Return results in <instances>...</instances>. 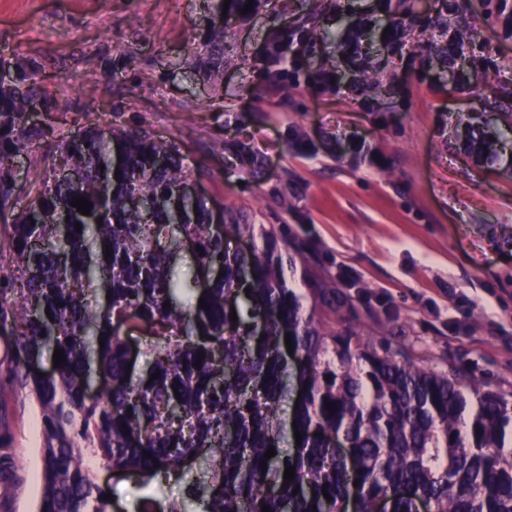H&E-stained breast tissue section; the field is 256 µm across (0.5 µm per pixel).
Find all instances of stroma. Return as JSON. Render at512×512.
<instances>
[{"mask_svg": "<svg viewBox=\"0 0 512 512\" xmlns=\"http://www.w3.org/2000/svg\"><path fill=\"white\" fill-rule=\"evenodd\" d=\"M385 4L263 0L227 28L216 82L209 0H0V77L25 72L47 130L22 159L16 210L55 163L50 141L94 123L150 127L214 210L274 230L324 328L512 394V159L477 161L460 140L484 98L512 88V0H460L478 24L463 49L475 97L442 60L422 65L419 27L395 52L375 36L379 92L352 86L353 60L324 34L385 21ZM282 35L293 50L270 64L262 52ZM7 402L24 482L1 480L0 501L38 512L40 407L26 392Z\"/></svg>", "mask_w": 512, "mask_h": 512, "instance_id": "35a3bbf8", "label": "stroma"}]
</instances>
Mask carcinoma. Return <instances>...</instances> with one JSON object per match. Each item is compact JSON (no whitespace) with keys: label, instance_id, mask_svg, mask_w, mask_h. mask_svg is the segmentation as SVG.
<instances>
[{"label":"carcinoma","instance_id":"carcinoma-1","mask_svg":"<svg viewBox=\"0 0 512 512\" xmlns=\"http://www.w3.org/2000/svg\"><path fill=\"white\" fill-rule=\"evenodd\" d=\"M223 3L208 34L213 56L224 51V25L246 0ZM388 11L392 31L412 29L406 0L388 3ZM427 26L446 29L459 49L474 37L471 26L450 30L441 17ZM30 104L29 94L0 83V223L7 226L0 327L12 345L11 359L0 360V474L22 481L4 446L3 395L27 389L44 425L39 512H112L108 487L86 464L89 453L154 490L136 512H188V500L196 512H338L343 501L351 512H376L381 499L391 512H416L422 499L434 512H512V401L348 332L323 331L287 285L284 264L293 258L283 261L275 232L232 216L217 226L203 197L185 202L179 151L150 128L96 124L60 139L59 165L84 177L74 182L46 169L29 184L40 215L29 224L12 207L11 161L44 138L27 122ZM471 120L473 153L490 156L493 145H506L499 132L486 138L484 113ZM139 195L161 204L146 216ZM77 197L92 205L90 215L71 205ZM257 231L261 249L229 247ZM182 237L196 246L201 273L191 278L171 262ZM100 288L110 297L99 299ZM134 333L149 358L139 373L127 372ZM56 348L65 360L51 373L27 367ZM94 371L109 382L96 401L87 397ZM294 384L297 398L284 418ZM270 447L275 456L264 472ZM175 483L185 497L157 496Z\"/></svg>","mask_w":512,"mask_h":512}]
</instances>
